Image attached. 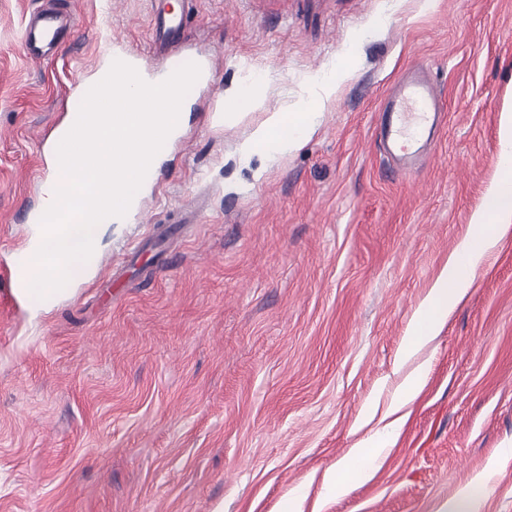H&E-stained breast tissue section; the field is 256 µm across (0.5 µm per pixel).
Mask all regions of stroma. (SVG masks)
<instances>
[{
	"label": "stroma",
	"instance_id": "1",
	"mask_svg": "<svg viewBox=\"0 0 512 512\" xmlns=\"http://www.w3.org/2000/svg\"><path fill=\"white\" fill-rule=\"evenodd\" d=\"M77 22L41 60L36 10ZM180 62L212 55L180 136L110 226L103 262L30 314L0 287V512H512V237L413 358L414 314L497 175L512 113V0H166ZM151 0H0V253L25 248L48 143L114 50L153 66ZM423 61L447 124L390 172L384 94ZM351 76L276 160L242 152L314 82ZM255 111L228 122L244 87ZM427 384L374 476L329 486L381 429L404 377Z\"/></svg>",
	"mask_w": 512,
	"mask_h": 512
}]
</instances>
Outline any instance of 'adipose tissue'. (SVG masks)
<instances>
[{
    "label": "adipose tissue",
    "mask_w": 512,
    "mask_h": 512,
    "mask_svg": "<svg viewBox=\"0 0 512 512\" xmlns=\"http://www.w3.org/2000/svg\"><path fill=\"white\" fill-rule=\"evenodd\" d=\"M315 122L313 111L293 113L284 120L282 113H272L245 145V153L260 152L275 157L296 147ZM288 125V134H280L281 125ZM512 233V120L500 131L498 175L484 208L473 217V230L464 237L448 258L427 297L417 309L404 348L406 356L432 341L449 312L464 298L486 254L502 238ZM397 427L388 424L352 449L357 465L353 476L370 479L378 468L385 450L391 444Z\"/></svg>",
    "instance_id": "ef3b65f1"
}]
</instances>
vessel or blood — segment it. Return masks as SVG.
Segmentation results:
<instances>
[{"instance_id":"1","label":"vessel or blood","mask_w":512,"mask_h":512,"mask_svg":"<svg viewBox=\"0 0 512 512\" xmlns=\"http://www.w3.org/2000/svg\"><path fill=\"white\" fill-rule=\"evenodd\" d=\"M183 22V15L155 8L152 44L156 52L168 58L179 54L178 40ZM62 27L60 17L54 12L32 15L25 29L28 54L36 59L42 57L46 48L56 44ZM115 56L134 66L147 82L158 83L168 76L167 68H147L141 56L124 50L116 51ZM442 113L435 80L423 65H412L380 107L377 137L389 155L402 166H409L429 144L431 130Z\"/></svg>"}]
</instances>
